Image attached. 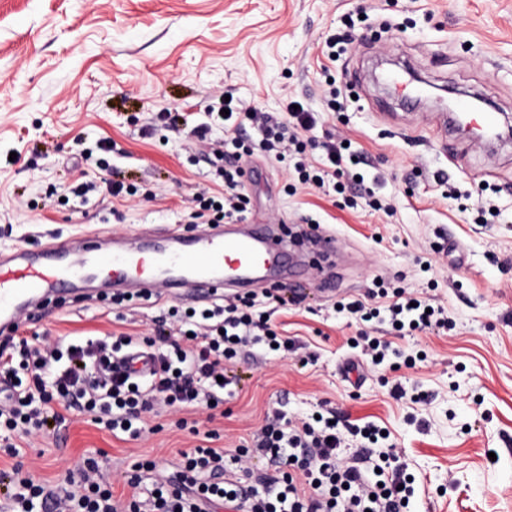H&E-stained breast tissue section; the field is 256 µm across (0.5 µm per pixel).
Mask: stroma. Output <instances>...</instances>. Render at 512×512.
<instances>
[{
    "mask_svg": "<svg viewBox=\"0 0 512 512\" xmlns=\"http://www.w3.org/2000/svg\"><path fill=\"white\" fill-rule=\"evenodd\" d=\"M350 21L352 51L328 62L326 37ZM386 54L428 84L490 95L512 119V0H0V255L83 238L131 243L157 227L199 234L184 212L215 188L214 168L184 149L183 130H142L165 110L203 122L217 93L270 113L288 96L305 103L320 130L368 155L391 206L386 214L345 207L341 197L293 187L292 162L254 155L242 182L247 223L296 235L310 216L338 241L335 263L308 255L301 291L284 278L280 301L269 304L292 350L259 344L228 362L232 394L214 418L195 413L198 434L182 427L183 411L149 419L136 438L69 411L19 457L0 452V470L18 464L54 484L103 453L124 495L132 463L174 470L210 430L215 447H240L277 405L294 422L325 409L341 424L386 432L418 479L410 512H512V144L450 142L440 109L399 108L372 78ZM330 75L342 92L335 112L324 101ZM104 140L117 153L103 154ZM102 157L112 179L154 198H64L74 181L99 179ZM452 188L462 202L448 200ZM399 290L443 308L450 330L402 336L337 309L344 299L382 307ZM120 296L99 288L82 303H51L39 333L138 338L171 303L144 293L117 316ZM364 330L415 356L414 366L366 363L353 346ZM395 381L417 386L424 401L394 398Z\"/></svg>",
    "mask_w": 512,
    "mask_h": 512,
    "instance_id": "1",
    "label": "stroma"
}]
</instances>
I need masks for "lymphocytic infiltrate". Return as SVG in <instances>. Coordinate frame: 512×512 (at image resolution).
Here are the masks:
<instances>
[{"mask_svg":"<svg viewBox=\"0 0 512 512\" xmlns=\"http://www.w3.org/2000/svg\"><path fill=\"white\" fill-rule=\"evenodd\" d=\"M208 122L189 135L209 142L213 128L229 136L209 142L205 161L224 181V193H200L191 216L220 224L245 217L248 201L239 186L245 162L254 152L285 161L302 154L294 170L301 184L365 200L375 210L382 200L364 176L371 163L343 138L318 141L314 111L286 99L278 113H264L223 96L206 107ZM343 311L363 322L387 315L393 329L415 332L447 328L442 309L398 291L386 309L354 300ZM265 343L288 349L270 328L266 312L252 300L185 312L171 307L158 316L155 334L141 340L121 334L113 339L86 337L67 343L40 336L0 338V447L18 456V440L43 435L61 424L62 410H76L108 431L139 436L145 417L157 406L216 409L224 402L218 378L226 361L244 347ZM149 350L150 375L137 376L128 355L133 347ZM206 444L181 451L175 472L158 470L154 461H137L124 473L127 498H115L105 460L89 457L53 485L23 475L21 468L0 473L6 492L0 512H213L225 504L233 512H406L414 493L397 454L380 453L376 480H366L356 457L344 456L345 439L328 419L282 423L280 414L254 434L250 446L235 450ZM256 457L282 467L280 480L268 482L246 466Z\"/></svg>","mask_w":512,"mask_h":512,"instance_id":"f902f5d3","label":"lymphocytic infiltrate"}]
</instances>
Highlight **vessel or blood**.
<instances>
[{
  "mask_svg": "<svg viewBox=\"0 0 512 512\" xmlns=\"http://www.w3.org/2000/svg\"><path fill=\"white\" fill-rule=\"evenodd\" d=\"M287 250V238L269 224L256 229L246 224L223 234L193 237L174 250L110 249L90 238L76 251L63 246L40 251L20 247L13 261L0 262V334H12L21 319L38 318L46 302L79 291L100 268L145 288L189 285L201 291L222 288L223 270L233 266L237 283L274 288L278 282L267 273Z\"/></svg>",
  "mask_w": 512,
  "mask_h": 512,
  "instance_id": "vessel-or-blood-1",
  "label": "vessel or blood"
}]
</instances>
